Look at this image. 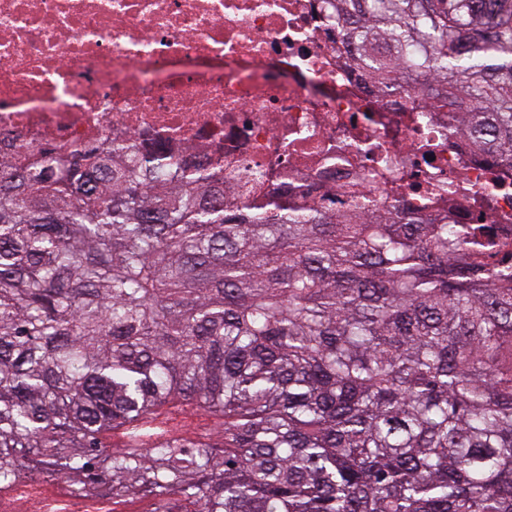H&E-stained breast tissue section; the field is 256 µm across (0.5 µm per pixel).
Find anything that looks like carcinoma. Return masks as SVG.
Masks as SVG:
<instances>
[{
	"instance_id": "1",
	"label": "carcinoma",
	"mask_w": 512,
	"mask_h": 512,
	"mask_svg": "<svg viewBox=\"0 0 512 512\" xmlns=\"http://www.w3.org/2000/svg\"><path fill=\"white\" fill-rule=\"evenodd\" d=\"M372 90L512 161V0H326ZM224 194L123 143L0 161V494L512 512V271L461 224ZM195 405L223 419L187 436ZM169 422L178 438L101 436Z\"/></svg>"
}]
</instances>
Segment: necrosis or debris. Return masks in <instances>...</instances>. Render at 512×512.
<instances>
[{
  "mask_svg": "<svg viewBox=\"0 0 512 512\" xmlns=\"http://www.w3.org/2000/svg\"><path fill=\"white\" fill-rule=\"evenodd\" d=\"M323 0H0V159L166 147L239 189L465 224L512 265V168L346 63Z\"/></svg>",
  "mask_w": 512,
  "mask_h": 512,
  "instance_id": "1",
  "label": "necrosis or debris"
}]
</instances>
